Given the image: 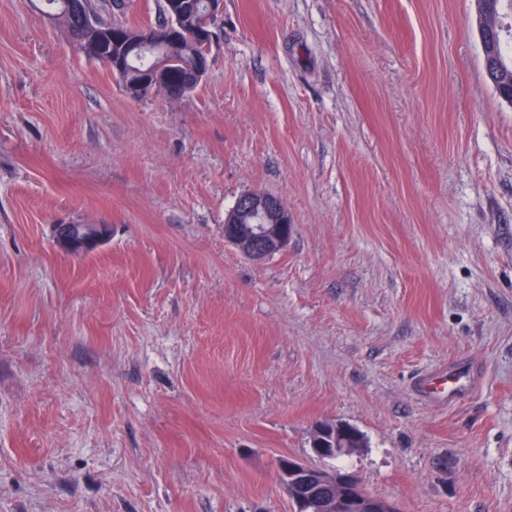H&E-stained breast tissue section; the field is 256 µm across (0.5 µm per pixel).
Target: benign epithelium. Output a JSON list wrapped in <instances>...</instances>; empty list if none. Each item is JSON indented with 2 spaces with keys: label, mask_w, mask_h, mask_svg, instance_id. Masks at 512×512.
Masks as SVG:
<instances>
[{
  "label": "benign epithelium",
  "mask_w": 512,
  "mask_h": 512,
  "mask_svg": "<svg viewBox=\"0 0 512 512\" xmlns=\"http://www.w3.org/2000/svg\"><path fill=\"white\" fill-rule=\"evenodd\" d=\"M221 3L222 0H207L205 18L194 29L208 50L219 29ZM172 71L187 72L200 81L207 68L197 58L165 48L154 55L144 78L136 85L122 86V91L136 102L154 94L171 100L177 96V91L167 82V75ZM110 231L108 224H58L54 241L59 250L82 256L104 244ZM292 234V218L283 200L261 190L240 195L224 217V240L255 262L283 250ZM278 471L296 512H399L393 503L369 494L354 472L313 467L293 457L281 458Z\"/></svg>",
  "instance_id": "1"
}]
</instances>
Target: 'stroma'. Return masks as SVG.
<instances>
[{"mask_svg": "<svg viewBox=\"0 0 512 512\" xmlns=\"http://www.w3.org/2000/svg\"><path fill=\"white\" fill-rule=\"evenodd\" d=\"M476 0H222L209 70L130 101L0 0V512H294L280 458L401 512H512V104ZM293 219L262 262L243 193ZM107 224L72 257L57 224ZM467 358L465 401L413 389ZM338 420L368 445L309 446ZM292 234V218L283 200L261 190L240 195L224 217V240L255 262L283 250Z\"/></svg>", "mask_w": 512, "mask_h": 512, "instance_id": "stroma-1", "label": "stroma"}]
</instances>
